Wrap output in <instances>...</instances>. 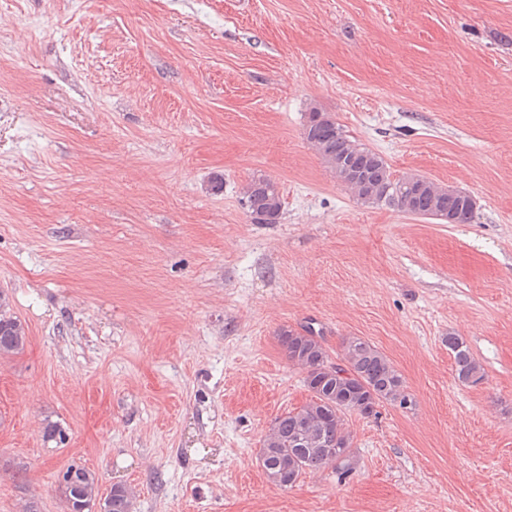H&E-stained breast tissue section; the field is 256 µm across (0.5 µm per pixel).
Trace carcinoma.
<instances>
[{
	"label": "carcinoma",
	"instance_id": "cac0c4a2",
	"mask_svg": "<svg viewBox=\"0 0 512 512\" xmlns=\"http://www.w3.org/2000/svg\"><path fill=\"white\" fill-rule=\"evenodd\" d=\"M319 110L310 109L306 116V140L318 153L326 152L335 159V166L354 159L374 168L377 178L388 181L387 196H358L367 205L394 206L404 212L430 209L431 197L411 195L410 176L398 178L386 161L373 150L352 140L344 127L329 114L327 125L315 128ZM263 187H247L243 205L260 224H275L283 205H273L281 196L274 180L259 177ZM278 341L288 361L305 371L304 386L311 392L305 405L276 417L262 439L259 460L268 480L279 487L293 486L302 475L332 467L338 479L344 480L352 469L351 432L344 428L343 417L357 414L368 418L377 414L376 407L389 403L401 409H413L407 402V386L395 366L374 345L363 338L350 337L343 342L340 361L333 362L324 346L323 337L310 325L299 329L284 327ZM26 331L14 316L7 297L0 292V356L15 355L24 349ZM448 350L454 359L457 380L463 385L482 380L480 363L468 346L457 336L448 337ZM58 490L66 512L71 503L92 506L99 497V478L84 466L71 464L58 474ZM132 488L115 484L106 498L112 501V512H127L134 506Z\"/></svg>",
	"mask_w": 512,
	"mask_h": 512
}]
</instances>
